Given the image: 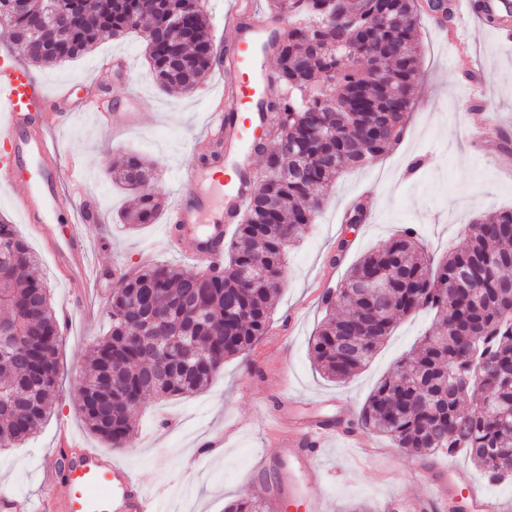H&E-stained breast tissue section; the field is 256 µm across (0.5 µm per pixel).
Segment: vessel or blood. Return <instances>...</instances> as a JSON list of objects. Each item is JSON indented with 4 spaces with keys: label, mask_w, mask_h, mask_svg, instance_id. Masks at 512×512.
Segmentation results:
<instances>
[{
    "label": "vessel or blood",
    "mask_w": 512,
    "mask_h": 512,
    "mask_svg": "<svg viewBox=\"0 0 512 512\" xmlns=\"http://www.w3.org/2000/svg\"><path fill=\"white\" fill-rule=\"evenodd\" d=\"M242 8L241 0H236L224 16L239 48L238 78L212 100L202 136L207 144L223 150L224 162L182 169L166 216L167 246L216 268L224 264V238L249 201L254 168L251 140L239 127L230 126L229 118L247 115L256 132L272 123L273 114L258 109L260 100L272 93L266 45L271 34L287 23L286 18L272 16L246 32L240 23ZM112 109L110 99L93 91L76 101L66 85L46 92L11 55L0 56V182L8 188L23 223L46 243L57 271L78 292L92 283L103 285L111 273L90 264L88 243L77 225L71 224L60 198V181L66 178L79 209L86 213L93 207L77 175L78 161L48 140L43 128L49 118L64 119L75 112L92 113L96 123H107L114 117ZM275 425L278 446L297 458L341 435L335 420L327 418H280ZM326 481L325 473L316 468L300 487L288 473L280 478L278 497L300 498L307 512H324ZM49 483L63 487V495H47L35 505L1 490L0 512H157L156 501L161 497L160 492L144 488L124 465L94 448L80 449L67 466H53ZM428 484V495L406 501L402 512H438L441 503L460 496L468 500L470 512H500L499 505L474 491L466 474L456 467L431 474Z\"/></svg>",
    "instance_id": "vessel-or-blood-1"
}]
</instances>
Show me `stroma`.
I'll return each instance as SVG.
<instances>
[{
  "label": "stroma",
  "mask_w": 512,
  "mask_h": 512,
  "mask_svg": "<svg viewBox=\"0 0 512 512\" xmlns=\"http://www.w3.org/2000/svg\"><path fill=\"white\" fill-rule=\"evenodd\" d=\"M452 24L460 43L444 41L437 20L427 13L416 19L420 73L414 88L408 127L412 134L395 143L373 164L347 171L335 183L308 234L288 252L285 284L275 300L269 329L240 357L226 359L212 382L188 396L148 398L134 416L139 445L112 450L148 490H167L164 512H224L242 497L275 495L287 451L273 447L265 424L270 413L355 417L377 383L414 345L430 323L428 313L404 318L372 361L353 379L336 383L321 376L309 354V339L324 318L321 294L336 285L365 251L412 227L434 258L460 245L471 222L483 215L512 209V39L500 36L492 23L473 12L456 13ZM138 33L103 34L91 52L59 65L34 67L32 75L51 91L93 81L100 61L122 54L131 61L127 76L106 93L118 100L136 96L138 129L122 134L101 129L90 115L51 121L47 134L84 162V190L97 203L95 220L84 223L94 243V263L119 270L95 298H73L38 240L30 246L51 291L56 313H69L70 335L59 352L61 386L53 413L30 440L0 448V488L31 503L43 494L45 463L56 453L60 421L81 447L108 449L79 414V388L85 359L108 324V304L122 274L144 263H173L192 273L196 264L168 249L164 221L132 227L121 217L126 192L111 180L112 166L128 154L155 161L163 197H171L180 168L196 163V148L187 137L206 121L208 100L224 84L211 71L193 91L170 94L159 88ZM416 172L408 167L415 159ZM374 209L355 233L345 218L358 200ZM213 435L224 438L221 454L205 448ZM327 476L329 512H350L364 504L386 512L391 496L424 494L423 462L406 456L386 437L361 431L359 445L335 442L316 460L296 466L299 480L312 467Z\"/></svg>",
  "instance_id": "obj_1"
}]
</instances>
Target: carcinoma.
<instances>
[{"label":"carcinoma","mask_w":512,"mask_h":512,"mask_svg":"<svg viewBox=\"0 0 512 512\" xmlns=\"http://www.w3.org/2000/svg\"><path fill=\"white\" fill-rule=\"evenodd\" d=\"M293 26L271 39L278 92L260 102L279 114L276 128L253 141L265 171L224 251L220 269L188 274L145 264L112 293L107 333L87 358L80 414L112 448L135 433L132 414L147 397L194 394L224 360L245 353L269 327L282 288L287 246L301 239L325 195L349 168L367 166L401 136L420 69L418 0H267ZM68 24L32 46V19L53 14ZM186 15L188 30L168 27L147 45L150 70L166 90L200 84L217 63L206 15L194 0H0V41L16 43L32 65L61 64L88 52L101 34L161 27L164 15ZM362 57L368 66L354 60ZM134 196L124 218L151 224L161 211L151 162L130 155L113 176ZM498 261L495 278L485 260ZM379 276L386 310L358 291ZM326 318L310 338L317 368L347 380L368 365L391 336L396 318L422 310L433 322L417 348L396 361L351 427L390 438L427 461L462 453L489 483L512 481V210L476 219L466 242L436 261L407 228L365 254L324 298ZM0 447L26 440L53 411L60 388L61 323L38 260L0 217ZM155 320L171 350L131 330ZM225 512H268L244 497Z\"/></svg>","instance_id":"obj_1"}]
</instances>
